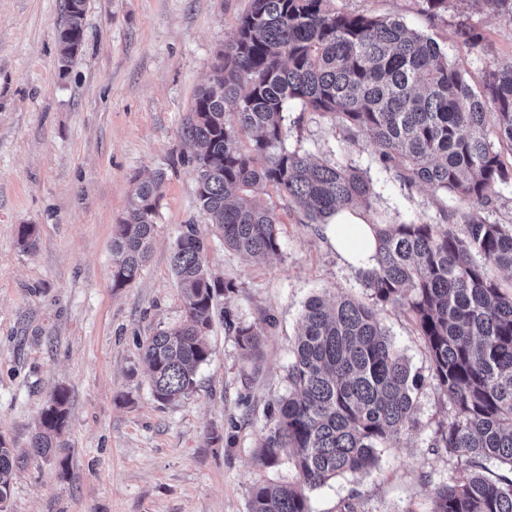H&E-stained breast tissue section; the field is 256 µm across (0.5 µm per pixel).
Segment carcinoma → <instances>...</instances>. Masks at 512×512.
I'll return each instance as SVG.
<instances>
[{"label": "carcinoma", "instance_id": "obj_1", "mask_svg": "<svg viewBox=\"0 0 512 512\" xmlns=\"http://www.w3.org/2000/svg\"><path fill=\"white\" fill-rule=\"evenodd\" d=\"M331 2L251 0L195 95L184 136L194 148L199 209L210 234L243 255L280 250L281 220L263 199L271 189L318 225L372 194L357 168L314 162L286 147L288 123L300 122L290 119L293 103L349 132H367L380 164L403 186L427 185L480 208L495 185L512 181V165L502 160V149L512 153V58L491 61L476 93L433 39L397 18L337 12ZM64 14L57 45L67 64L82 46L85 0H64ZM456 35L485 51L474 26L462 21ZM163 179L133 180L128 208L112 229L114 288L137 280L148 260ZM462 225L455 234L421 220L380 223L375 264L364 272L368 300H308L288 394L256 453L264 469L288 456L298 480H256L248 512H310L307 491L368 473L378 448L410 420L423 380L379 319L387 305L415 324L451 409L433 447L456 459L457 470L437 489L433 512H512V476L489 468H512V290L487 268L512 276V224L474 212ZM208 247L198 225H186L170 257L182 319L143 345L151 392L162 405L194 392L199 367L212 357L205 336L220 298L235 292L208 269ZM226 326L253 356L263 329L231 320ZM68 404L66 390L52 393L29 440L36 453L66 447ZM18 460L0 437V503L10 496Z\"/></svg>", "mask_w": 512, "mask_h": 512}]
</instances>
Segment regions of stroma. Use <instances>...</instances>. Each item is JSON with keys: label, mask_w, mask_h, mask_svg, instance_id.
I'll return each mask as SVG.
<instances>
[{"label": "stroma", "mask_w": 512, "mask_h": 512, "mask_svg": "<svg viewBox=\"0 0 512 512\" xmlns=\"http://www.w3.org/2000/svg\"><path fill=\"white\" fill-rule=\"evenodd\" d=\"M64 0H0V436L16 448L6 512H248L259 478L293 482L288 457L260 468L255 450L267 411L288 393V365L306 302L314 296L367 300L361 269L347 264L321 226L277 195L280 250L253 261L212 241L210 269L236 287L221 305L234 322L272 313L258 360L243 354L223 320L213 355L189 397L159 405L139 349L178 322L183 303L170 255L186 225H204L192 150L181 129L219 50L250 0H86L80 52L61 64L56 30ZM339 12L400 19L433 38L449 63L481 88L486 62L455 36L456 8L434 16L425 0H333ZM471 22L494 58L512 56V15ZM289 149L350 164L370 181L361 222L422 219L460 232L466 200L421 186L403 189L380 166L366 132L305 113ZM163 172L155 239L141 276L112 285V227L133 178ZM35 225L24 250L21 225ZM379 317L424 383L411 420L378 450L365 475L309 491L311 512H432L455 462L431 446L448 403L431 378L428 353L403 310ZM69 393L67 448L42 457L28 445L52 391Z\"/></svg>", "instance_id": "obj_1"}]
</instances>
